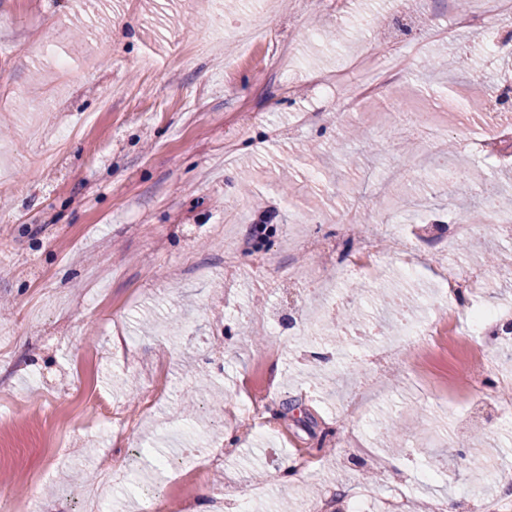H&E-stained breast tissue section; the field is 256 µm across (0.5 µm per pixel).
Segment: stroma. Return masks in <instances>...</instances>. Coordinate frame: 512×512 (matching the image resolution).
<instances>
[{"label": "stroma", "mask_w": 512, "mask_h": 512, "mask_svg": "<svg viewBox=\"0 0 512 512\" xmlns=\"http://www.w3.org/2000/svg\"><path fill=\"white\" fill-rule=\"evenodd\" d=\"M261 0H0V512L25 498L29 478L48 512H85L88 497L109 512H139L150 486L174 483L192 465L188 449L223 448L196 484L207 500L226 485L266 486L250 512H307L310 488L370 502L403 488L415 502L458 503L477 512L512 469V418L478 397L440 405L411 377L403 323L424 325L446 303L434 270L448 260L477 295L460 306L512 308V238L476 225L466 246L440 240L477 188L512 196V162L484 155L482 133L458 139L479 112L512 113V99H472L471 87L505 85L512 61L484 52L470 27L454 43L429 38L448 17L446 0H276L249 38L239 33ZM421 44L388 101L366 102L337 126L336 90L312 85L359 56ZM431 56L455 68L428 69ZM66 59L68 73L56 68ZM441 115V153L427 183L415 174L386 184L385 164L407 146L430 149L427 135L403 141L383 131L394 107ZM313 112L302 125L300 113ZM77 129L69 141L60 135ZM454 167L455 179L443 170ZM248 191H241V183ZM424 198L414 218L429 224L415 248L387 238V262L370 281L354 259L291 247L299 233L324 240L341 231L345 208L375 205L379 224L395 202ZM254 238L227 283L224 253ZM303 269L309 293L280 325L266 320ZM351 289L355 324L325 314L326 289ZM407 297L405 320L388 318ZM344 338L337 348L333 337ZM485 368L500 396L512 398V333L493 342ZM166 357L165 391L147 417L140 399L148 372ZM207 372L212 394L188 419L182 393ZM273 391L242 436L240 404L250 386ZM101 394L136 416L129 443L91 424L82 391ZM219 417H211L214 400ZM407 427L400 453L384 445L396 419ZM362 431L375 456L395 463L393 478L367 479L343 458L336 436ZM302 476L286 477L298 450Z\"/></svg>", "instance_id": "35a3bbf8"}]
</instances>
